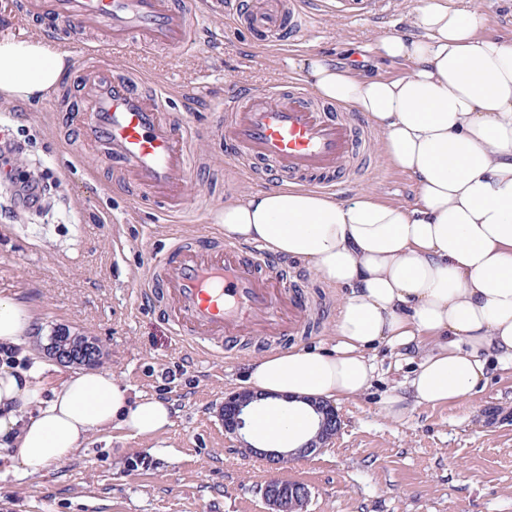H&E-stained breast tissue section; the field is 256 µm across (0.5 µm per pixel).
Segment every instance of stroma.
<instances>
[{"instance_id": "1", "label": "stroma", "mask_w": 512, "mask_h": 512, "mask_svg": "<svg viewBox=\"0 0 512 512\" xmlns=\"http://www.w3.org/2000/svg\"><path fill=\"white\" fill-rule=\"evenodd\" d=\"M417 4L387 0L381 14L364 18L324 12L309 19L299 42L273 50L256 48L218 13L194 52L175 57L132 44L122 58L141 77L181 88L186 97L171 99L172 114L191 102L203 126L227 89L304 81L293 63L312 53L355 60L369 76H400L404 66L380 59L373 45L400 31ZM76 90L70 72L47 98H0L11 133L29 126L38 131L18 166L39 159L61 183L49 216L0 210V296L36 311L42 326L28 339L33 348L46 344L57 326L97 337L103 368L134 391L170 402L174 424L153 437L118 429L95 436L87 450L33 476L14 472L1 448L0 512H267L262 490L274 478L309 489L307 512H512V369L495 365L471 397L413 404L394 422L382 414L381 400L412 367L378 347L377 378L338 405L341 428L324 448L275 469L242 456L239 438L224 431L220 407L225 394L240 389L249 360L277 350V343L249 338L224 357H201L172 334L162 309L140 305L129 277L166 251L172 228L208 235L225 200L245 198L257 187L246 172L227 166L223 148L196 137L190 203L173 220L135 190L117 187L111 167L83 146ZM366 153V163L346 175L338 199L369 192L413 204V179L389 165L380 142L372 141ZM294 268L296 287L323 301L310 313L317 332L294 345L331 350L343 291L302 263Z\"/></svg>"}]
</instances>
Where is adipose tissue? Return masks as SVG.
I'll list each match as a JSON object with an SVG mask.
<instances>
[{
    "label": "adipose tissue",
    "instance_id": "obj_1",
    "mask_svg": "<svg viewBox=\"0 0 512 512\" xmlns=\"http://www.w3.org/2000/svg\"><path fill=\"white\" fill-rule=\"evenodd\" d=\"M488 15L419 0L407 31L381 37L377 55L401 76H366L310 54L298 67L321 98L365 115L389 165L415 180L416 202L362 193L349 200L297 184L225 201L226 237L257 243L344 289L332 351L293 349L252 359L243 384L257 394L251 443L291 450L317 430L311 404L354 397L377 373L368 351L418 350L407 394L382 401L402 421L407 400L440 405L470 397L489 360L512 368V43L487 36ZM68 67L43 40H0V96L44 98ZM40 324L0 296V447L36 475L68 461L94 435L153 436L173 424L170 403L132 392L108 370L52 376L25 338Z\"/></svg>",
    "mask_w": 512,
    "mask_h": 512
}]
</instances>
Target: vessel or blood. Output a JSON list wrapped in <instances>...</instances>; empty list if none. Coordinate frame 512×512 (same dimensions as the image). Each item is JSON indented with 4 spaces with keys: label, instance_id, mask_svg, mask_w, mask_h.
I'll list each match as a JSON object with an SVG mask.
<instances>
[{
    "label": "vessel or blood",
    "instance_id": "1",
    "mask_svg": "<svg viewBox=\"0 0 512 512\" xmlns=\"http://www.w3.org/2000/svg\"><path fill=\"white\" fill-rule=\"evenodd\" d=\"M375 0H246L227 5L233 27L259 47H282L302 37L311 12L333 8L363 16ZM199 0H19L22 19L62 21L80 34L104 36L95 64L81 77L83 143L111 164L120 186L160 201L168 213L187 207L186 182L194 166L197 126L191 114L167 117L168 100L131 65L112 64L129 44L181 55L197 42ZM363 121L339 105L316 99L300 83L253 86L226 95L208 126L237 164L265 162L270 177L331 191L363 147ZM163 255L133 274L144 299L163 301L174 335L211 358L223 357L248 337L281 343L306 333L310 304L288 286L282 264L263 251L221 235L200 239L175 233Z\"/></svg>",
    "mask_w": 512,
    "mask_h": 512
}]
</instances>
